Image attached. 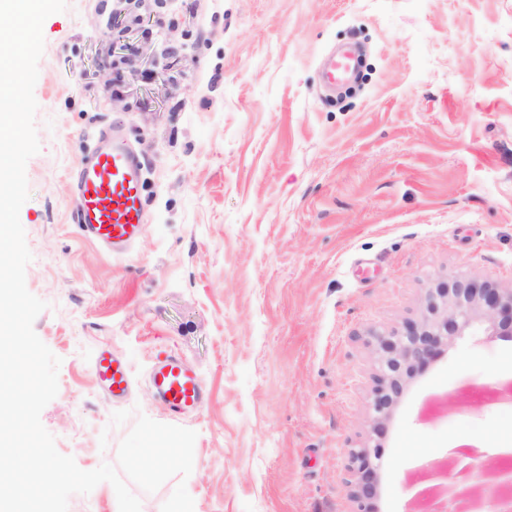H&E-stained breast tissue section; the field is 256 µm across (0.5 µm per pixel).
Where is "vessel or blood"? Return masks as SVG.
<instances>
[{
	"label": "vessel or blood",
	"mask_w": 512,
	"mask_h": 512,
	"mask_svg": "<svg viewBox=\"0 0 512 512\" xmlns=\"http://www.w3.org/2000/svg\"><path fill=\"white\" fill-rule=\"evenodd\" d=\"M74 203L83 234L112 254H121L147 223L145 175L122 126H112L106 141L72 174ZM98 386L113 400L126 399L130 378L124 362L109 352L94 361ZM151 386L177 416L199 411L205 402L202 378L181 358L167 354L151 371Z\"/></svg>",
	"instance_id": "1"
}]
</instances>
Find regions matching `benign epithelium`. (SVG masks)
Returning <instances> with one entry per match:
<instances>
[{
	"instance_id": "benign-epithelium-1",
	"label": "benign epithelium",
	"mask_w": 512,
	"mask_h": 512,
	"mask_svg": "<svg viewBox=\"0 0 512 512\" xmlns=\"http://www.w3.org/2000/svg\"><path fill=\"white\" fill-rule=\"evenodd\" d=\"M479 332L512 338V287H489L477 280L457 281L429 290L423 318L396 336H381L375 351L379 374L375 377L373 420L381 427L392 414L396 399L407 382L426 362L456 339ZM352 480L348 482L355 512H374L380 487L383 448L364 445L351 450ZM429 477L444 480L451 492L452 469L441 461L430 466ZM484 492L475 488L459 505L458 512H489Z\"/></svg>"
}]
</instances>
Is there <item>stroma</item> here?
I'll use <instances>...</instances> for the list:
<instances>
[{
	"label": "stroma",
	"instance_id": "stroma-1",
	"mask_svg": "<svg viewBox=\"0 0 512 512\" xmlns=\"http://www.w3.org/2000/svg\"><path fill=\"white\" fill-rule=\"evenodd\" d=\"M42 31L19 219L47 304L33 328L62 360L41 413L60 453L116 464L143 414L196 432L194 512H353L350 452L378 444L376 510L410 512L407 448L512 437L487 391L512 378L498 336L428 361L383 428L370 410L376 335L439 285L512 283V0H69ZM351 43L360 76L324 91ZM115 123L147 178L123 256L81 235L71 180ZM103 349L127 363L125 401L96 383ZM162 353L199 372L198 413L151 390ZM446 394L460 408L426 418Z\"/></svg>",
	"mask_w": 512,
	"mask_h": 512
}]
</instances>
